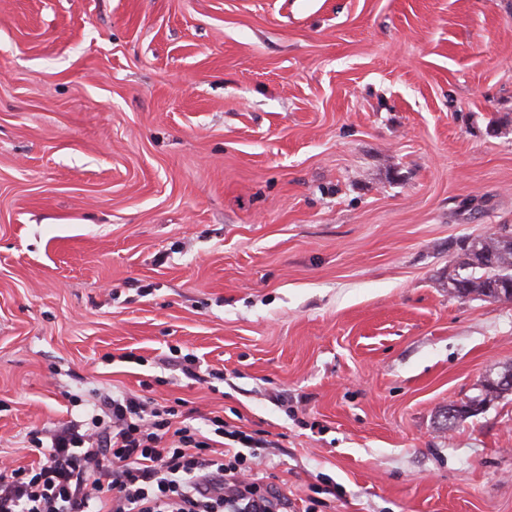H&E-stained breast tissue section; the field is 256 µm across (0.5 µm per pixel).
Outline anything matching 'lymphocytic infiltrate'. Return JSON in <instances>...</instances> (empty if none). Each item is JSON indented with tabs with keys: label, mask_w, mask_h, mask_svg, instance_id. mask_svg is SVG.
I'll return each mask as SVG.
<instances>
[{
	"label": "lymphocytic infiltrate",
	"mask_w": 512,
	"mask_h": 512,
	"mask_svg": "<svg viewBox=\"0 0 512 512\" xmlns=\"http://www.w3.org/2000/svg\"><path fill=\"white\" fill-rule=\"evenodd\" d=\"M271 445L220 416L202 428L177 407L108 395L55 429L37 465L0 467V512H288L259 469Z\"/></svg>",
	"instance_id": "obj_1"
}]
</instances>
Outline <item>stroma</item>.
Instances as JSON below:
<instances>
[{"label":"stroma","mask_w":512,"mask_h":512,"mask_svg":"<svg viewBox=\"0 0 512 512\" xmlns=\"http://www.w3.org/2000/svg\"><path fill=\"white\" fill-rule=\"evenodd\" d=\"M512 0H0V459L99 394L276 440L293 512H512ZM215 374L186 378L170 348ZM500 234V235H499ZM468 259L448 271V290L458 296L455 284L465 278V296L492 301H512V235L506 230L467 247ZM487 255V257H485ZM487 260V263L484 260ZM469 272L462 276L463 270ZM496 291V292H494Z\"/></svg>","instance_id":"stroma-1"}]
</instances>
